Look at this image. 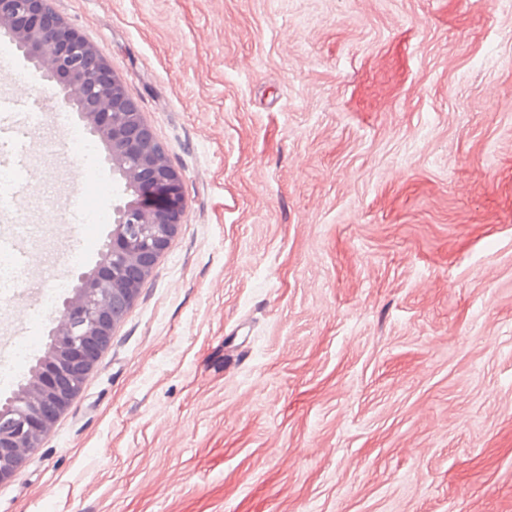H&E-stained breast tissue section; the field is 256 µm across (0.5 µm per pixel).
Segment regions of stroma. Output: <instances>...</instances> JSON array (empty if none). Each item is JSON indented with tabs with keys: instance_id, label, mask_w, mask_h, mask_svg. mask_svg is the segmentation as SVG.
Here are the masks:
<instances>
[{
	"instance_id": "obj_1",
	"label": "stroma",
	"mask_w": 512,
	"mask_h": 512,
	"mask_svg": "<svg viewBox=\"0 0 512 512\" xmlns=\"http://www.w3.org/2000/svg\"><path fill=\"white\" fill-rule=\"evenodd\" d=\"M186 206L0 512H512V0H52ZM0 93L56 84L22 56ZM80 148L31 145L52 189Z\"/></svg>"
}]
</instances>
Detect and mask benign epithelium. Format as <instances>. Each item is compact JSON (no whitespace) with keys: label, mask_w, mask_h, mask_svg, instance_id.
I'll return each instance as SVG.
<instances>
[{"label":"benign epithelium","mask_w":512,"mask_h":512,"mask_svg":"<svg viewBox=\"0 0 512 512\" xmlns=\"http://www.w3.org/2000/svg\"><path fill=\"white\" fill-rule=\"evenodd\" d=\"M0 30L60 89L57 106L79 112L106 145L126 197L114 207L98 264L81 273L52 320L51 345L32 377L0 403V484L11 480L82 390L85 376L134 305L140 286L177 235L184 179L168 159L110 61L58 17L51 0H0Z\"/></svg>","instance_id":"benign-epithelium-1"}]
</instances>
